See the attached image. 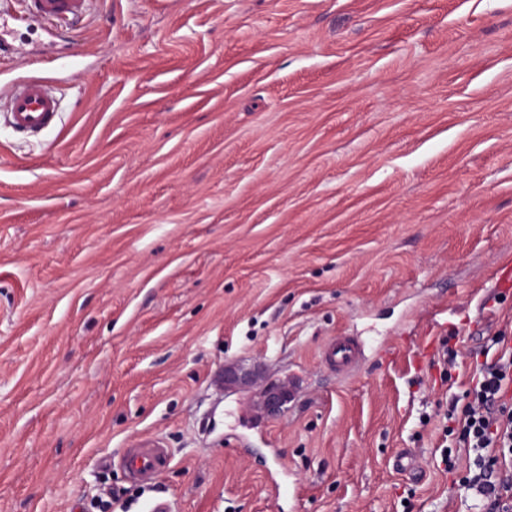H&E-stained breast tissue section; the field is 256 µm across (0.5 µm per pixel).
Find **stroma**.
I'll return each mask as SVG.
<instances>
[{
    "mask_svg": "<svg viewBox=\"0 0 512 512\" xmlns=\"http://www.w3.org/2000/svg\"><path fill=\"white\" fill-rule=\"evenodd\" d=\"M25 10L0 0V90L43 78L61 118L16 132L0 97V512H478L441 414L512 348V0ZM142 437L171 463L133 486L101 460ZM31 10L50 24L67 25L84 15L86 0H30ZM322 359L331 369L348 371L358 364V345L348 337H345L341 342H336L335 339L324 349Z\"/></svg>",
    "mask_w": 512,
    "mask_h": 512,
    "instance_id": "1",
    "label": "stroma"
}]
</instances>
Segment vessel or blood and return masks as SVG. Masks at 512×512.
<instances>
[{
    "label": "vessel or blood",
    "instance_id": "1",
    "mask_svg": "<svg viewBox=\"0 0 512 512\" xmlns=\"http://www.w3.org/2000/svg\"><path fill=\"white\" fill-rule=\"evenodd\" d=\"M86 0H30L31 10L50 24H69L84 15ZM8 112L11 126L20 132L34 134L54 126L59 104L44 81L30 78L15 84L8 92ZM322 359L332 369L347 371L357 366L359 348L352 339L331 342ZM171 463L167 448L154 438L141 440L128 449L119 465L130 480L149 483Z\"/></svg>",
    "mask_w": 512,
    "mask_h": 512
}]
</instances>
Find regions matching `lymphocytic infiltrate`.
<instances>
[{
    "mask_svg": "<svg viewBox=\"0 0 512 512\" xmlns=\"http://www.w3.org/2000/svg\"><path fill=\"white\" fill-rule=\"evenodd\" d=\"M478 377L464 409L449 407L447 435L455 439L443 462L448 471L457 468L455 448L475 453L463 486L478 497L485 512H512V355L492 363L477 364Z\"/></svg>",
    "mask_w": 512,
    "mask_h": 512,
    "instance_id": "obj_1",
    "label": "lymphocytic infiltrate"
}]
</instances>
